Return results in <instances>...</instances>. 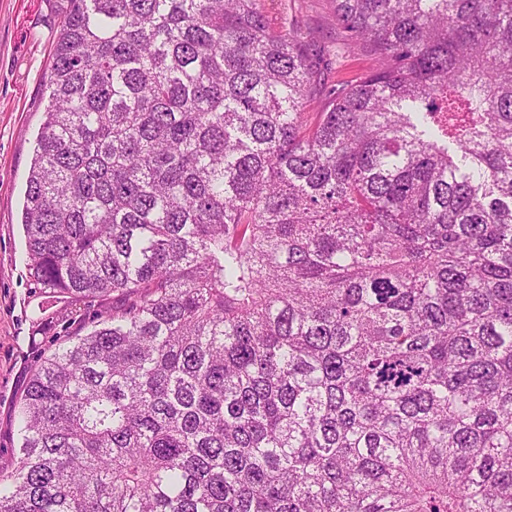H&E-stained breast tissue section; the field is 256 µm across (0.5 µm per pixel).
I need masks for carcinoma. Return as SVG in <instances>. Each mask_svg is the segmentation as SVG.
Returning <instances> with one entry per match:
<instances>
[{
    "mask_svg": "<svg viewBox=\"0 0 512 512\" xmlns=\"http://www.w3.org/2000/svg\"><path fill=\"white\" fill-rule=\"evenodd\" d=\"M266 2L69 0L26 253L112 305L0 512H512V0H332L337 84ZM330 58L333 62L330 80L335 83L344 80L354 81L376 65V60L372 56L357 50L340 51L338 57L335 54Z\"/></svg>",
    "mask_w": 512,
    "mask_h": 512,
    "instance_id": "cac0c4a2",
    "label": "carcinoma"
}]
</instances>
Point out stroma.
Segmentation results:
<instances>
[{
  "instance_id": "obj_1",
  "label": "stroma",
  "mask_w": 512,
  "mask_h": 512,
  "mask_svg": "<svg viewBox=\"0 0 512 512\" xmlns=\"http://www.w3.org/2000/svg\"><path fill=\"white\" fill-rule=\"evenodd\" d=\"M67 0H0V468L17 463L16 402L32 366L72 336L89 332L100 307L71 312L55 303L33 321L44 290L30 275L21 224L36 135L49 104L45 69L59 36ZM279 17L306 33L315 48L336 37L330 0H274Z\"/></svg>"
}]
</instances>
